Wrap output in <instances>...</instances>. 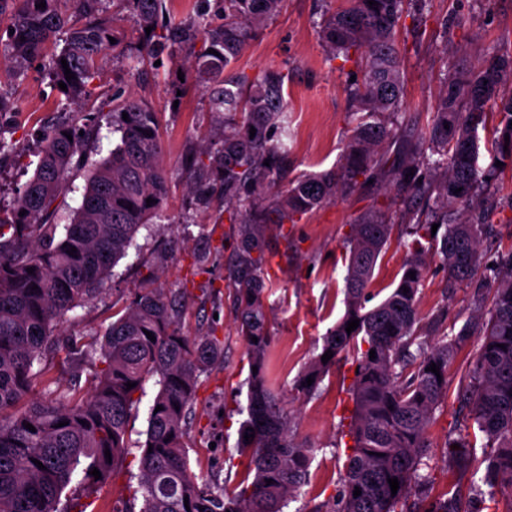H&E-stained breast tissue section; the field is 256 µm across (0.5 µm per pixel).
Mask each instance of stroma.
<instances>
[{"mask_svg":"<svg viewBox=\"0 0 512 512\" xmlns=\"http://www.w3.org/2000/svg\"><path fill=\"white\" fill-rule=\"evenodd\" d=\"M344 4L345 0H285L281 12L252 35L234 64L237 72L252 79L268 69L284 77L289 180L335 168L355 125L349 88L357 68L328 57L319 29L322 13ZM106 16L112 22L117 51L104 59L97 83L106 94L143 99L157 112L169 191L161 217L139 229L104 290L69 312L55 334L98 349L113 318L142 290L186 289L183 332L193 339L215 336L224 343V359L204 378L187 423L192 469L208 479H233L246 468L245 458L235 449L242 420L238 410L247 400L246 349L227 281L236 246L232 221L239 209L219 197L207 204L199 202L194 179L185 167L187 157L208 144L218 127L217 118L193 72L179 73L168 54L145 59L139 71H131L127 55L136 51L142 33L123 0H108ZM396 39L408 105L399 120L409 123L417 137L430 125L447 77L480 70L492 54L512 55V0H407ZM175 86L180 89L176 95L171 92ZM0 99L7 105L0 115V139L29 157L37 150V128L71 109L46 68L33 64L0 81ZM484 205L491 224L501 233V246L511 245L512 174L503 173L492 181ZM418 208V203L403 201L394 187L367 183L296 216L282 230L266 233L267 375L290 414L293 438L313 451L307 483L284 512H316L331 503L353 444L347 425L354 409L348 391L354 358L337 364L314 396L295 387L296 377L320 352L324 336L344 311L346 243L352 226L373 212L394 224L392 242L381 253L370 285L371 294L380 299L401 276L405 250L399 241ZM200 252L210 255L203 268L195 263ZM477 307L476 288L467 283L449 285L442 255L429 253L418 311L421 324L433 326L431 341L455 335L474 318ZM479 345V338L473 336L456 346L448 371V397L426 428L432 449V494L456 492L470 503L472 512H500V499L474 494L486 466V439L475 427L466 429L473 452L469 470L460 471L443 458L449 433L468 413L460 390ZM43 364V381L51 389L66 393L75 388L80 395L91 394L96 358L86 356L76 363L61 351L44 357ZM70 496L96 500L101 512H123L129 496L127 476L119 474L89 490L72 487Z\"/></svg>","mask_w":512,"mask_h":512,"instance_id":"obj_1","label":"stroma"}]
</instances>
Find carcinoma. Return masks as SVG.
Instances as JSON below:
<instances>
[{"instance_id":"cac0c4a2","label":"carcinoma","mask_w":512,"mask_h":512,"mask_svg":"<svg viewBox=\"0 0 512 512\" xmlns=\"http://www.w3.org/2000/svg\"><path fill=\"white\" fill-rule=\"evenodd\" d=\"M42 1L45 7H36ZM70 2L71 15L61 9L60 0H0V21L8 20L13 32L0 72L8 76L11 68L40 60L46 45L67 33L64 46L49 61V72L54 84H66L64 95L81 120L41 129L33 177L14 199L10 216L0 217V512H71L76 504H60L72 483L95 482L89 474L95 468L103 482L118 474V464L128 455L129 419L151 379L158 391L148 411L138 472L127 471L137 484H128L130 507L125 512H283L287 499L307 482L311 454L291 438L288 412L265 374L269 336L261 246L267 226L260 211L264 199L255 193L276 183L288 154L287 102L280 72L268 70L250 79L231 72V66L252 34L280 12L284 0H224V23L216 26L164 19L165 0H125L140 31L152 27L137 61L159 49L175 60L184 45L202 41L193 71L207 88L210 111L222 115V128L219 146L192 156L186 167L199 175V198L219 189L224 204L245 206L228 279L250 367L247 405L238 409L246 418L236 445L238 455L249 457V466L234 484L201 481L190 468L187 420L200 376L224 360V342L215 336L196 342L182 333L184 305L178 293L146 291L112 321L103 334L102 368L91 395L68 397L47 385L43 396L32 395L45 374V368L35 365L54 349L57 323L99 293L138 229L160 216L168 187L157 113L139 99L127 98L114 109L120 143L107 157L89 161L101 131L95 114L104 106L94 81L100 62L116 45L108 39L111 25L100 15L104 0ZM376 2L347 0L346 7L325 12L321 22L329 57L348 60L355 54L361 73L350 93L356 125L340 165L289 181L265 211L283 224L355 191L359 178L369 175L392 179L404 197L426 199L430 209L416 215L406 231V260L398 282L372 306L367 288L394 225L377 214L354 225L344 312L324 337L321 354L298 376L297 388L315 394L349 350L366 345L352 383L353 446L333 512H410L406 503L411 493L424 495L432 483L431 475L422 473L432 454L425 430L447 395L453 349L467 337L479 336L466 391L473 404L471 419L489 448L483 484L490 496H501L503 512H512V247L497 252L492 265L481 263V243L493 227L479 189L497 170L482 172L478 166L481 129L491 130V148L499 161H512V87L507 85L512 56L494 55L481 70L452 76L431 127L414 142L390 126V117L404 106L405 80L394 32L405 0ZM210 49L216 53H208ZM63 59L75 74L70 81ZM386 143L395 146L393 154L381 152ZM80 169L87 170L82 203L71 223L55 224L53 205L65 193L69 176ZM148 198L153 203H146ZM434 224L439 230L433 233ZM432 250L443 255L453 282L469 281L481 272L491 291L480 322L433 344L420 340L418 313L425 259ZM411 271L415 276H409ZM405 287L409 292H403ZM354 319L359 326L346 332ZM148 331L155 340L147 338ZM329 350L333 357L324 364L322 354ZM433 363L439 366L437 374L427 370ZM309 376L314 379L310 385ZM129 382L135 387L127 388ZM27 423L34 430L25 428ZM246 434L253 438L245 439ZM444 448V458L455 467L471 465L466 437L450 438ZM37 460L44 468L37 467ZM390 478L399 482L395 494ZM356 489L361 490L357 497ZM428 512L464 510L451 496L434 501Z\"/></svg>"}]
</instances>
